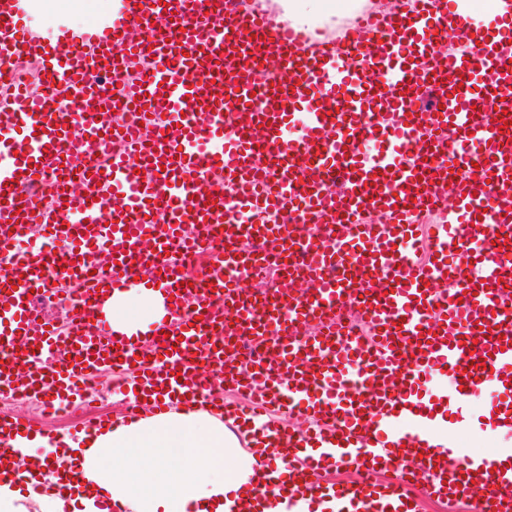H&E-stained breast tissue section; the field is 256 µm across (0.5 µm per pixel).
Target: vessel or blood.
I'll use <instances>...</instances> for the list:
<instances>
[{"mask_svg":"<svg viewBox=\"0 0 512 512\" xmlns=\"http://www.w3.org/2000/svg\"><path fill=\"white\" fill-rule=\"evenodd\" d=\"M211 2L121 0L105 28L47 38L21 30V0H0V266L15 270L0 278V392L21 381L41 403L79 402L81 381L112 368L128 374L129 420L147 397L157 413L181 397L223 410L282 461L258 456L244 505L325 497L335 512H416L428 496L512 512V453L464 457L453 441L479 406L482 428L512 442V24L416 0L315 43L260 9L233 8L216 30ZM154 29L168 38L150 81L123 90L146 124H111L102 76L130 69L135 33ZM457 30L465 49L440 45ZM19 53L77 117L15 84ZM47 176L54 203L41 208L31 192ZM441 195L447 210L422 223ZM370 207L390 223H367ZM314 216L336 218L332 240L307 231ZM216 236L252 247L213 255L234 277L206 280L185 310L182 263ZM91 245L102 266L90 304L72 310L79 332L64 336L33 298L53 293L47 270L87 278ZM264 245L301 261L258 309L242 295ZM357 268L386 286L354 309ZM143 277L168 311L148 358L101 315L113 288ZM267 336L275 363L237 358L240 338ZM214 373L244 404L215 397ZM35 429L0 415V480L26 483L9 440ZM329 464L364 480L312 483Z\"/></svg>","mask_w":512,"mask_h":512,"instance_id":"b4317fda","label":"vessel or blood"}]
</instances>
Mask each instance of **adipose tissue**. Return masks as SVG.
<instances>
[{"instance_id": "ef3b65f1", "label": "adipose tissue", "mask_w": 512, "mask_h": 512, "mask_svg": "<svg viewBox=\"0 0 512 512\" xmlns=\"http://www.w3.org/2000/svg\"><path fill=\"white\" fill-rule=\"evenodd\" d=\"M103 311L113 316L115 330L132 335L149 331L165 305L145 280L115 289ZM12 445L26 458L49 449L84 474L73 498L40 496L41 512H100L98 500L108 494L128 512H230L247 492L256 463L223 414L186 407L91 437L31 433L15 437Z\"/></svg>"}]
</instances>
